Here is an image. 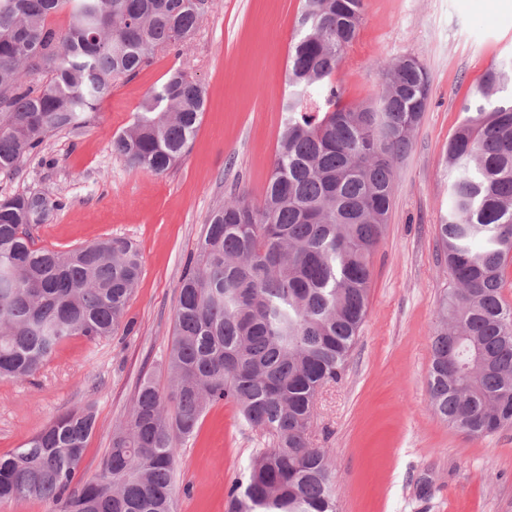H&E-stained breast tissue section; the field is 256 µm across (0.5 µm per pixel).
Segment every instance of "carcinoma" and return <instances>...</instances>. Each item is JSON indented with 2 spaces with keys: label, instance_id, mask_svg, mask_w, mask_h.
Instances as JSON below:
<instances>
[{
  "label": "carcinoma",
  "instance_id": "carcinoma-1",
  "mask_svg": "<svg viewBox=\"0 0 512 512\" xmlns=\"http://www.w3.org/2000/svg\"><path fill=\"white\" fill-rule=\"evenodd\" d=\"M212 0H0V172L79 129L112 81L134 78L159 47L181 49ZM364 0H302L288 47V94L261 201L241 193L210 215L174 312L164 394L144 380L101 469L80 474L96 428L69 410L0 456V503L51 512H174L178 448L208 406L230 401L273 438L227 492L228 512H336L326 452L308 433L321 389L341 378L368 306L371 258L398 166L426 111L430 79L408 55L380 65L379 108L343 102L333 75ZM68 10L59 31L49 18ZM45 81L35 84L31 74ZM512 60L489 69L448 140V210L438 239L454 288L439 300L430 403L485 437L512 426ZM181 69L140 103L112 152L163 175L188 152L205 110ZM64 206L43 194L0 198V380L35 375L65 339L111 336L141 273L137 249L111 239L57 251L34 229Z\"/></svg>",
  "mask_w": 512,
  "mask_h": 512
}]
</instances>
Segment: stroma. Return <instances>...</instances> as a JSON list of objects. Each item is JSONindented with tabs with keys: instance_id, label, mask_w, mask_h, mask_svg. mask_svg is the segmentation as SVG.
<instances>
[{
	"instance_id": "stroma-1",
	"label": "stroma",
	"mask_w": 512,
	"mask_h": 512,
	"mask_svg": "<svg viewBox=\"0 0 512 512\" xmlns=\"http://www.w3.org/2000/svg\"><path fill=\"white\" fill-rule=\"evenodd\" d=\"M358 35L334 81L347 103L377 105V60L418 57L430 99L402 162L389 220L372 256L369 305L347 367L319 393L313 447L328 451L337 512H512V427L481 438L430 406L434 312L451 286L436 227L448 209L445 148L488 68L512 59V0H364ZM300 0H214L192 40L157 49L118 80L89 124L51 136L43 153L0 173V197L62 199L38 246L67 251L113 238L135 243L142 272L127 331L64 340L34 376L0 381V456L58 415L92 406L96 430L81 464L98 473L114 428L143 379L168 389L165 361L185 264L210 212L244 189L259 202L271 174ZM182 68L206 91L191 149L166 174L129 168L112 137L142 100ZM269 438L218 402L180 447L176 512H225L232 482Z\"/></svg>"
}]
</instances>
